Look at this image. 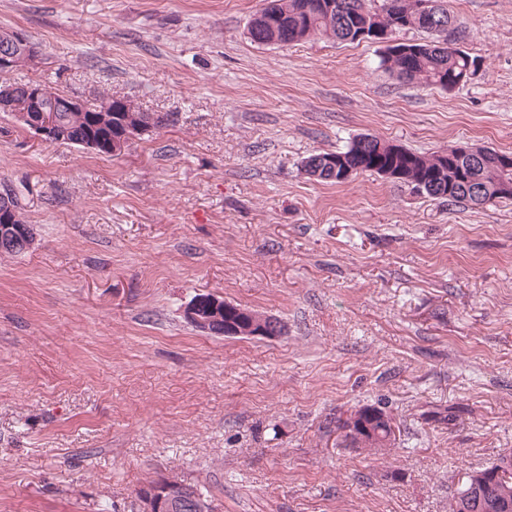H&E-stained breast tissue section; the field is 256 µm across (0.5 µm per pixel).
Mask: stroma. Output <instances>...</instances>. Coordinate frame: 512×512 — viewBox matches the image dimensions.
I'll list each match as a JSON object with an SVG mask.
<instances>
[{
	"label": "stroma",
	"mask_w": 512,
	"mask_h": 512,
	"mask_svg": "<svg viewBox=\"0 0 512 512\" xmlns=\"http://www.w3.org/2000/svg\"><path fill=\"white\" fill-rule=\"evenodd\" d=\"M267 4L0 0L43 49L0 83L171 117L116 158L0 112V187L34 231L0 256V512H140L158 475L215 512H448L512 452V202L303 170L361 134L512 152V0H445L480 63L451 91L396 80L371 40L251 42ZM199 293L285 333L198 331ZM376 402L400 444L340 447L337 419ZM239 308L240 309H238V311L243 313L244 316H248L249 318L245 323L242 322L240 327L234 329L233 334L236 335L235 337L274 340L282 336L284 332V325L278 318L270 315H265L266 322L271 327V330L273 332H277L278 334H280V336H274V333L271 332L269 328H267L265 317H259L255 315L254 313L260 314L255 310L251 309L252 312H250L249 310H245L243 307Z\"/></svg>",
	"instance_id": "stroma-1"
}]
</instances>
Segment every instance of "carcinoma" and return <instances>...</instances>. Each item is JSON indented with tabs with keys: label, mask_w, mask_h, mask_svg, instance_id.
<instances>
[{
	"label": "carcinoma",
	"mask_w": 512,
	"mask_h": 512,
	"mask_svg": "<svg viewBox=\"0 0 512 512\" xmlns=\"http://www.w3.org/2000/svg\"><path fill=\"white\" fill-rule=\"evenodd\" d=\"M400 30H418L431 36L419 43L398 42L385 46L381 65L399 80L435 86L448 91L468 82L478 71L477 59L448 43L461 40L441 0H269V5L249 23L248 38L261 45H292L310 38L354 42L365 31L393 35ZM114 97L106 95L86 112H56L64 143L79 145L92 136L118 138L127 127L157 129L167 116L144 112L125 100L126 111H112ZM505 154L485 147L450 146L424 155L363 134L342 150L320 152L304 161L309 178L322 182H344L349 175L372 172L409 183L436 199L466 206L512 201V168L505 167ZM0 206L11 210L13 226L25 224L16 193L3 190ZM341 444L346 448L384 451L397 441L398 426L375 421L370 428L345 431V421H336ZM498 474L496 483L469 499L468 512H512V453L484 467ZM470 473L449 501V512H463L460 504L470 490Z\"/></svg>",
	"instance_id": "carcinoma-1"
}]
</instances>
